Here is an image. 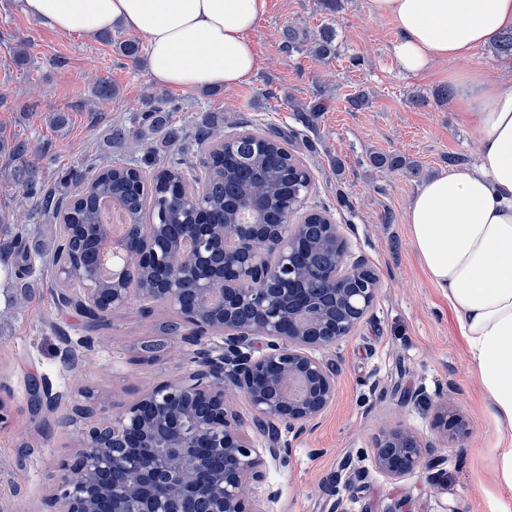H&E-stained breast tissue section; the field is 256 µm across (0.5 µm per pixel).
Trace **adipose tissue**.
<instances>
[{
  "label": "adipose tissue",
  "mask_w": 512,
  "mask_h": 512,
  "mask_svg": "<svg viewBox=\"0 0 512 512\" xmlns=\"http://www.w3.org/2000/svg\"><path fill=\"white\" fill-rule=\"evenodd\" d=\"M266 0H23L62 33L97 34L124 23L146 36L157 84L231 89L257 71L247 38ZM399 32L393 54L410 74L466 58L512 31V0H369ZM457 112L478 131V162L424 182L407 211L409 238L429 280L448 298L504 448L500 486L512 490V81L452 72Z\"/></svg>",
  "instance_id": "ef3b65f1"
}]
</instances>
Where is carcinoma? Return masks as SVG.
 <instances>
[{"label": "carcinoma", "instance_id": "obj_1", "mask_svg": "<svg viewBox=\"0 0 512 512\" xmlns=\"http://www.w3.org/2000/svg\"><path fill=\"white\" fill-rule=\"evenodd\" d=\"M118 54L137 62L141 59L142 46L136 41L116 44ZM313 53L326 59L335 54L332 36L322 33L312 45ZM178 107L162 96H153L146 102L138 130L130 132L123 127L112 129V140L128 144L135 139L145 147L148 141L159 135L172 144L170 162L148 183L138 168L129 167V162L116 159L96 164L95 177L88 178L80 170L64 173L59 182L74 188L70 194H56L46 188L38 177V168L28 157L35 148L27 139H15L3 145V152L22 161L15 172L22 195L38 203L37 212L53 222L61 214L68 213L67 223L84 227L83 235L71 245L70 253L86 257L93 251L101 225L99 201L111 198L125 208L129 223H143L145 201L152 203L149 223L160 226L158 237L169 248L177 247L179 226L195 223V204L176 200V186L185 180L182 169V149L179 129L173 125L172 115ZM207 128L199 145H210L206 152V167L210 174L202 188L201 205L205 207L211 224H237L244 215L235 209L240 197L254 196L262 201V209L255 216L261 224H286L290 214L296 212L312 188L307 169L298 166L301 159L288 149V135L245 131L233 138L223 139L217 130L208 126L207 118L200 119ZM372 166L403 168L408 166L399 156L375 154L370 157ZM14 259L18 276L24 279L34 270V260L23 245V237L17 236L8 242H0V258Z\"/></svg>", "mask_w": 512, "mask_h": 512}]
</instances>
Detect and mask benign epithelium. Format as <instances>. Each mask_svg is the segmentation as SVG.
<instances>
[{
  "label": "benign epithelium",
  "mask_w": 512,
  "mask_h": 512,
  "mask_svg": "<svg viewBox=\"0 0 512 512\" xmlns=\"http://www.w3.org/2000/svg\"><path fill=\"white\" fill-rule=\"evenodd\" d=\"M213 224L186 226L191 244L166 254L146 240L139 254L128 238L99 246L83 266L58 265L61 306L98 323L137 297L172 306L181 322L177 337L198 345L217 335L223 343L197 350L194 368L175 381L142 391L116 413L99 416L84 430L72 463L63 465L62 493L50 512H259L252 486L264 481L261 459L230 409L225 393L242 392L276 447L288 455L280 426L298 432L315 424L336 395V370L317 350L335 347L369 312L380 281L362 260H353L336 224ZM336 246V265L311 282L295 264L297 247L314 252ZM121 262L112 281L100 288L108 257ZM155 267L161 278L141 288L142 273ZM222 282L224 287L213 284ZM266 340L255 347V339ZM448 440L466 435L460 421L448 422ZM432 445L411 430L383 432L372 446L371 462L390 478L435 467Z\"/></svg>",
  "instance_id": "7a95c632"
}]
</instances>
